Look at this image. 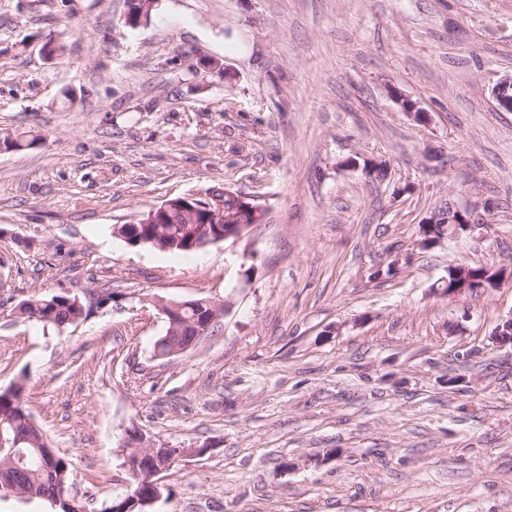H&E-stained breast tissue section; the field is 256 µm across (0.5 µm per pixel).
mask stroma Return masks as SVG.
Returning a JSON list of instances; mask_svg holds the SVG:
<instances>
[{"label":"stroma","instance_id":"35a3bbf8","mask_svg":"<svg viewBox=\"0 0 512 512\" xmlns=\"http://www.w3.org/2000/svg\"><path fill=\"white\" fill-rule=\"evenodd\" d=\"M130 9L0 0V131L39 137L0 153V389L24 380L82 502L125 493L137 428L194 451L150 512H512V348L491 341L512 285L444 290L449 265H512V112L491 95L512 0ZM208 188L262 205L241 241L112 232ZM445 199L484 225L423 246ZM52 295L86 319L18 320ZM156 297L227 307L159 359Z\"/></svg>","mask_w":512,"mask_h":512}]
</instances>
